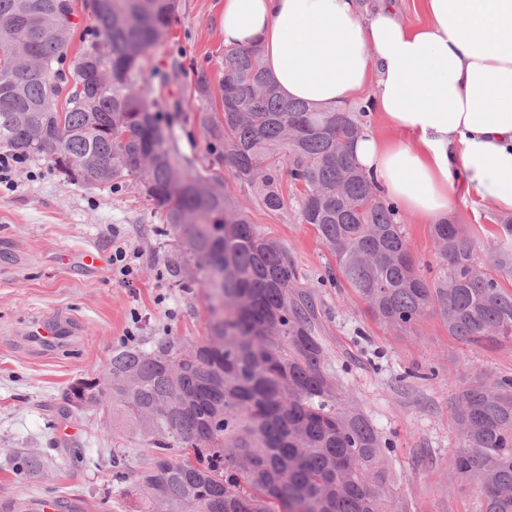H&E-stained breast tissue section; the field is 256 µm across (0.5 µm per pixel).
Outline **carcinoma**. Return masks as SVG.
Wrapping results in <instances>:
<instances>
[{
  "instance_id": "1",
  "label": "carcinoma",
  "mask_w": 512,
  "mask_h": 512,
  "mask_svg": "<svg viewBox=\"0 0 512 512\" xmlns=\"http://www.w3.org/2000/svg\"><path fill=\"white\" fill-rule=\"evenodd\" d=\"M178 0H90L98 38L73 55L71 0H0V148L49 157L66 181L134 186L177 231L173 265L193 269L218 307L206 340L174 336L112 351L106 380L69 392L98 401L147 453L129 475L148 512H408L386 489L389 444L346 403L326 367L313 291L288 248L250 223L213 167L228 166L269 211L314 227L346 285L378 321L401 330L438 311L472 346L512 340V218L482 253L459 224L431 225L430 277L415 266L403 218L349 156L365 107L320 112L282 98L259 48L226 46L218 80L197 72L199 113L215 142L209 165L181 154L165 104L140 84ZM454 477L475 483L481 512H512V376L474 380L454 407ZM21 473L44 459L20 453Z\"/></svg>"
}]
</instances>
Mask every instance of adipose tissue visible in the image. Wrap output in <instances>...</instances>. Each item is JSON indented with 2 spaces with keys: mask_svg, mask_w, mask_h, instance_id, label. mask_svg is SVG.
<instances>
[{
  "mask_svg": "<svg viewBox=\"0 0 512 512\" xmlns=\"http://www.w3.org/2000/svg\"><path fill=\"white\" fill-rule=\"evenodd\" d=\"M420 5L411 26L391 0H224V43L259 45L285 99L332 112L372 93L382 124L351 156L417 223L474 196L512 214V0Z\"/></svg>",
  "mask_w": 512,
  "mask_h": 512,
  "instance_id": "ef3b65f1",
  "label": "adipose tissue"
}]
</instances>
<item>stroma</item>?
Masks as SVG:
<instances>
[{"mask_svg":"<svg viewBox=\"0 0 512 512\" xmlns=\"http://www.w3.org/2000/svg\"><path fill=\"white\" fill-rule=\"evenodd\" d=\"M222 0H179L166 39L150 54L143 91L155 97L194 99L196 72L217 74L224 54ZM172 122L181 151L206 165L212 141L195 113ZM224 187L251 223L280 239L302 283L312 287L321 314L328 366L352 403L390 443L386 484L410 512H480L474 485L452 475L457 427L454 398L476 377L512 376V340L472 348L449 336L439 313L411 330L376 321L355 293L337 286L336 261L312 226L299 223L298 203L283 184L284 210L261 207L231 170ZM0 190V503L55 498L79 512H143L130 485L112 480V453L130 472L146 463L137 441L108 426L110 402L71 407L77 380L102 374L115 348L150 346L163 336L194 344L209 334L211 302L197 281L176 284L170 260L179 237L163 232L153 202L132 187L88 189L66 182L45 158L28 160ZM137 255V276L127 284L112 272V238ZM93 246L102 267L76 271L65 256ZM66 313L82 335L71 351L43 354L18 333L44 313ZM40 455L45 469L22 475L16 452Z\"/></svg>","mask_w":512,"mask_h":512,"instance_id":"1","label":"stroma"}]
</instances>
